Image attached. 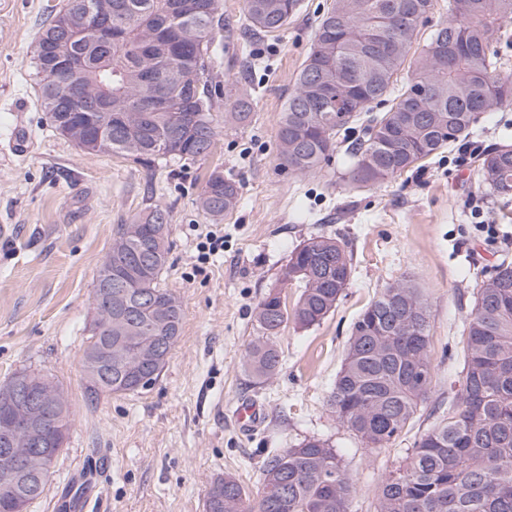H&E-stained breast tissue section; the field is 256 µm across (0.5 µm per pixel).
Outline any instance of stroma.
Returning a JSON list of instances; mask_svg holds the SVG:
<instances>
[{
    "label": "stroma",
    "mask_w": 512,
    "mask_h": 512,
    "mask_svg": "<svg viewBox=\"0 0 512 512\" xmlns=\"http://www.w3.org/2000/svg\"><path fill=\"white\" fill-rule=\"evenodd\" d=\"M331 0H300L286 30L243 37V0H221L224 29L211 48L213 77L259 89L251 122L224 123L194 161L89 154L57 135L40 106L33 55L50 14L67 0H0V385L25 368L64 387L71 430L41 500L30 512H204L210 483L235 476L251 497L262 489L271 449L327 439L355 485L351 512H376L378 487L447 403L463 361L460 336L473 293L502 259L512 260L511 213L479 188L473 157L512 144V108L481 116L469 139L383 184L350 189L342 153L314 175L281 167L280 114ZM240 186L220 221L224 248L202 257L211 220L197 206L213 169ZM151 205L169 215L161 284L180 300L178 341L155 383L137 393L88 401L82 358L92 289L118 224ZM496 225L497 238L483 227ZM324 235L345 244L352 273L320 324L287 322L273 342L278 372L257 382L244 360L260 330L259 302L280 289L287 307L301 293L284 282L292 253ZM406 279L428 305L431 393L388 448L370 450L337 418L329 399L351 328L388 284ZM263 408L242 431L239 400Z\"/></svg>",
    "instance_id": "1"
}]
</instances>
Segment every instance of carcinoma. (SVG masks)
Wrapping results in <instances>:
<instances>
[{
    "label": "carcinoma",
    "mask_w": 512,
    "mask_h": 512,
    "mask_svg": "<svg viewBox=\"0 0 512 512\" xmlns=\"http://www.w3.org/2000/svg\"><path fill=\"white\" fill-rule=\"evenodd\" d=\"M172 0H110L112 47H102L90 28L70 42L67 9L52 17L33 56L41 104L50 127L79 149L97 137L95 128L72 131L67 113L54 107L75 84L82 97L112 113V129L90 149L138 160H194L210 153L216 128V86L210 48L223 29L219 0H187L191 18L172 31ZM433 0H332L321 15L310 51L279 119L278 160L289 171L311 175L341 147L340 136L358 131L344 150L346 182L370 187L396 178L473 133L480 115L512 107V76L502 74L497 44L512 19V0H448V19L438 24L420 51L419 26ZM299 0H244L248 29L273 33L287 28ZM67 44L82 60L66 74L42 52ZM403 81H398L401 72ZM167 99L169 109L153 104ZM382 102L388 107L374 111ZM255 90L245 84L224 95V124L249 121ZM478 185L496 199L512 198V145L482 151L475 161ZM238 183L213 171L198 197L201 211L220 221L236 205ZM168 212L149 206L117 225L101 267L141 260L148 272L127 287L112 283V302L93 289V318L86 348L106 343L136 358L134 347L151 334L177 342L182 304L161 286L167 263ZM351 256L337 239L315 236L293 252L288 280L303 289L293 310L266 296L255 318L263 336L246 353L250 375H273L281 355L270 337L293 318L302 327L321 323L346 288ZM112 316V329L102 319ZM429 315L406 280L387 285L361 313L330 405L340 422L366 448H388L428 399L433 382ZM460 394L414 443L405 464L380 487L377 512H512V262L502 261L474 293V313L464 327ZM88 398L141 390L117 366L87 378ZM53 469L16 478L0 467V512H14L18 498L41 499ZM353 483L328 441L311 437L295 448L268 455L260 498L251 500L232 476L211 483L205 512H350Z\"/></svg>",
    "instance_id": "obj_1"
}]
</instances>
